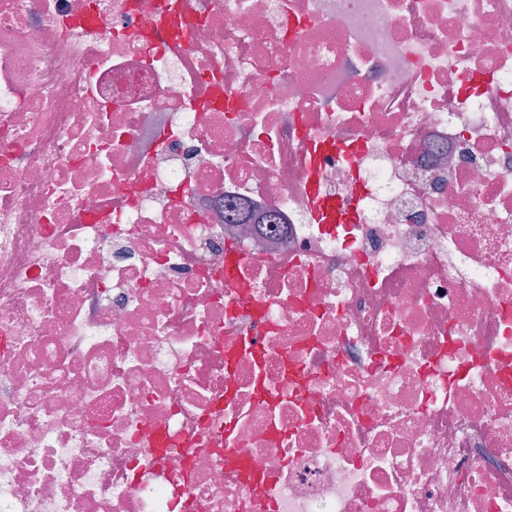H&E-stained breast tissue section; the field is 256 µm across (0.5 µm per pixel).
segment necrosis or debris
Returning <instances> with one entry per match:
<instances>
[{"mask_svg": "<svg viewBox=\"0 0 512 512\" xmlns=\"http://www.w3.org/2000/svg\"><path fill=\"white\" fill-rule=\"evenodd\" d=\"M176 3L0 0V512H512V0Z\"/></svg>", "mask_w": 512, "mask_h": 512, "instance_id": "necrosis-or-debris-1", "label": "necrosis or debris"}]
</instances>
